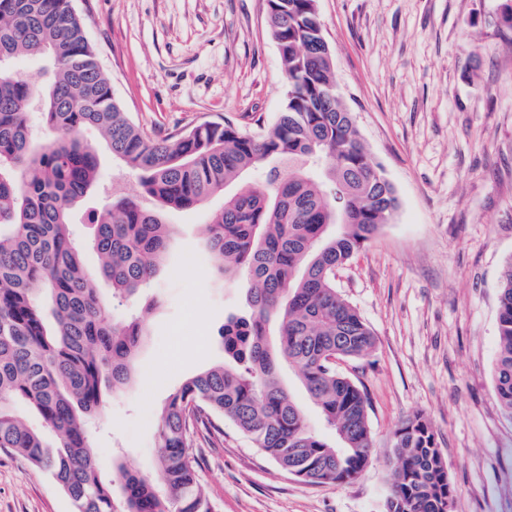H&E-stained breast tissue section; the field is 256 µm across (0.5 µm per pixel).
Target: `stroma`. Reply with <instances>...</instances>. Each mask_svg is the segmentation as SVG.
<instances>
[{
	"instance_id": "35a3bbf8",
	"label": "stroma",
	"mask_w": 512,
	"mask_h": 512,
	"mask_svg": "<svg viewBox=\"0 0 512 512\" xmlns=\"http://www.w3.org/2000/svg\"><path fill=\"white\" fill-rule=\"evenodd\" d=\"M503 0H318L334 79L398 208L336 274L373 352L339 370L370 401L373 460L355 480L282 471L231 422L192 448L216 512H385L392 434L420 413L435 430L453 512H512V417L495 381L498 298L512 262V31ZM115 96L147 132L205 121L274 123L285 78L266 0H73ZM223 196L169 212L157 305L129 383L108 393L91 440L104 473L155 472L156 415L224 360L219 333L248 313L245 279L211 276L202 226ZM0 512H74L42 471L0 450Z\"/></svg>"
}]
</instances>
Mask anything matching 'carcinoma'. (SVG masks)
Listing matches in <instances>:
<instances>
[{
    "instance_id": "1",
    "label": "carcinoma",
    "mask_w": 512,
    "mask_h": 512,
    "mask_svg": "<svg viewBox=\"0 0 512 512\" xmlns=\"http://www.w3.org/2000/svg\"><path fill=\"white\" fill-rule=\"evenodd\" d=\"M286 77L277 120L243 131L204 121L151 137L115 98L72 0H0V449L44 471L75 512H214L188 448L202 426L228 419L282 470L308 483L342 484L373 456L363 386L336 369L359 360L375 336L336 290V271L390 221L396 191L373 163L333 75L317 0H267ZM54 66L43 88L15 66L21 56ZM39 104L47 143L30 122ZM95 130L141 197L106 195L94 216L97 268L71 236L75 205L100 188ZM260 169L264 187L244 186ZM209 213L206 249L223 277L251 282L250 312L221 333L228 362L198 373L167 398L156 420L155 476L96 461L87 425L103 394L127 383L146 337L144 319L112 321V298L155 277L171 245L170 210ZM288 365L332 427V446L307 423L282 384ZM496 390L512 416V263L503 272ZM386 512H443L453 487L431 422L417 414L394 431Z\"/></svg>"
}]
</instances>
